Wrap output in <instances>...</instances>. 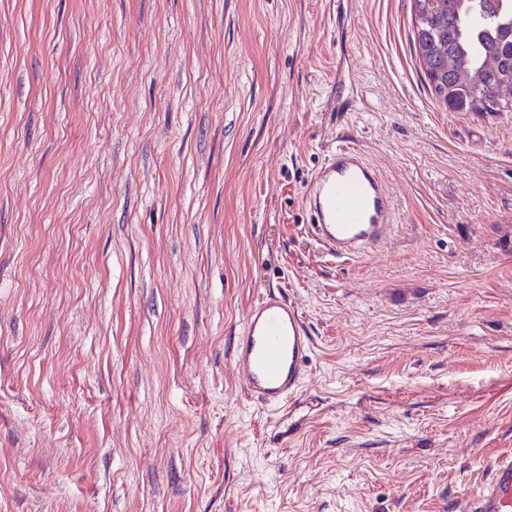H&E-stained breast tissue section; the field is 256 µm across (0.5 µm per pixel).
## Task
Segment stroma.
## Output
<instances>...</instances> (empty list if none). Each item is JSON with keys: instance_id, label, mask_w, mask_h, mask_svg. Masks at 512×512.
Returning <instances> with one entry per match:
<instances>
[{"instance_id": "1", "label": "stroma", "mask_w": 512, "mask_h": 512, "mask_svg": "<svg viewBox=\"0 0 512 512\" xmlns=\"http://www.w3.org/2000/svg\"><path fill=\"white\" fill-rule=\"evenodd\" d=\"M375 254L302 199L338 141ZM314 337L234 377L267 287ZM512 453V112L456 111L411 0H0V512H465ZM305 208L317 243L349 261L377 251L396 221L385 182L365 154L338 144L311 174ZM313 345L299 306L265 288L245 317L232 369L251 399L275 411L303 387Z\"/></svg>"}]
</instances>
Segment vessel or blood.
Instances as JSON below:
<instances>
[{
	"mask_svg": "<svg viewBox=\"0 0 512 512\" xmlns=\"http://www.w3.org/2000/svg\"><path fill=\"white\" fill-rule=\"evenodd\" d=\"M305 207L317 243L343 261L377 251L396 221L385 182L356 147L339 144L308 181ZM313 338L299 306L282 290L267 288L249 309L233 352L232 369L249 397L277 410L301 390ZM468 512H512V454L495 457Z\"/></svg>",
	"mask_w": 512,
	"mask_h": 512,
	"instance_id": "vessel-or-blood-1",
	"label": "vessel or blood"
}]
</instances>
